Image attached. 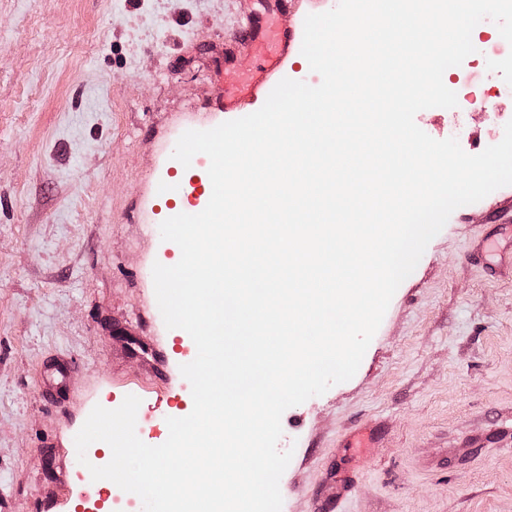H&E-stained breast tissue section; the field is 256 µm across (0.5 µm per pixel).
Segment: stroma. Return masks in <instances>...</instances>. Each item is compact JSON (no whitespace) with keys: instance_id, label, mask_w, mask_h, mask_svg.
Wrapping results in <instances>:
<instances>
[{"instance_id":"stroma-1","label":"stroma","mask_w":512,"mask_h":512,"mask_svg":"<svg viewBox=\"0 0 512 512\" xmlns=\"http://www.w3.org/2000/svg\"><path fill=\"white\" fill-rule=\"evenodd\" d=\"M254 0H0V512H111L75 436L140 396L187 416L190 335L167 329L154 263L173 211L198 213L210 161L178 138L252 60L224 64ZM512 102L460 141L499 143ZM512 185L457 208L399 286L355 375L282 415V512H512Z\"/></svg>"}]
</instances>
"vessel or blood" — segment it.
I'll return each mask as SVG.
<instances>
[{
    "label": "vessel or blood",
    "mask_w": 512,
    "mask_h": 512,
    "mask_svg": "<svg viewBox=\"0 0 512 512\" xmlns=\"http://www.w3.org/2000/svg\"><path fill=\"white\" fill-rule=\"evenodd\" d=\"M261 2V9L247 15L236 39L224 47L225 64H235L244 55L253 56L255 63L242 74L235 89L217 85L214 101L220 111L242 112L259 97L268 95L271 75L285 60L301 53L303 25L284 23L293 0Z\"/></svg>",
    "instance_id": "b4317fda"
}]
</instances>
